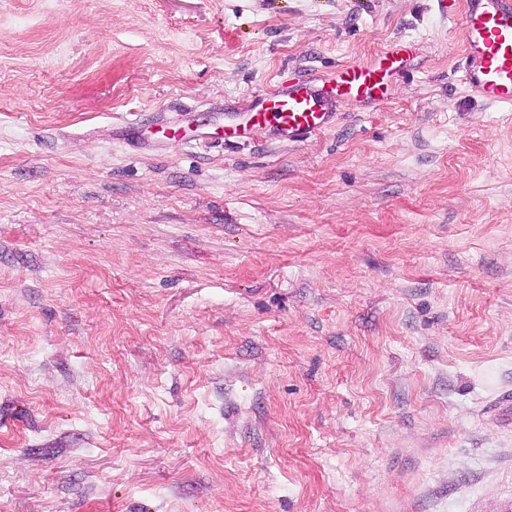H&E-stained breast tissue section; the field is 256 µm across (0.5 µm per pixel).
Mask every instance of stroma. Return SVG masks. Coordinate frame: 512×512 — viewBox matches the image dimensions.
I'll use <instances>...</instances> for the list:
<instances>
[{"mask_svg":"<svg viewBox=\"0 0 512 512\" xmlns=\"http://www.w3.org/2000/svg\"><path fill=\"white\" fill-rule=\"evenodd\" d=\"M437 0H0V512L512 497V107ZM412 45L309 139L280 78ZM141 117L139 143L125 127Z\"/></svg>","mask_w":512,"mask_h":512,"instance_id":"35a3bbf8","label":"stroma"}]
</instances>
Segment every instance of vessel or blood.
<instances>
[{"label": "vessel or blood", "instance_id": "b4317fda", "mask_svg": "<svg viewBox=\"0 0 512 512\" xmlns=\"http://www.w3.org/2000/svg\"><path fill=\"white\" fill-rule=\"evenodd\" d=\"M461 42L467 87L488 103L512 106V0H467ZM409 52L407 44H390L337 68L323 89L285 81L254 97L239 121L225 124L224 140L242 142L259 131L288 143L317 135L335 122L337 103L385 96L390 76L403 69Z\"/></svg>", "mask_w": 512, "mask_h": 512}]
</instances>
